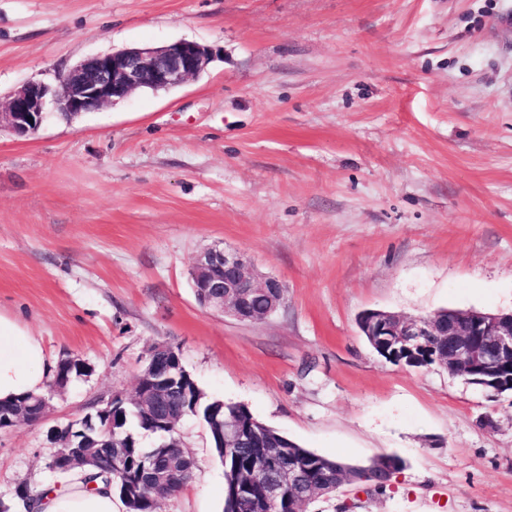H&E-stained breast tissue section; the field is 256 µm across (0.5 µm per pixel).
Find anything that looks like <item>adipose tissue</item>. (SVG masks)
I'll return each mask as SVG.
<instances>
[{
    "label": "adipose tissue",
    "instance_id": "adipose-tissue-1",
    "mask_svg": "<svg viewBox=\"0 0 512 512\" xmlns=\"http://www.w3.org/2000/svg\"><path fill=\"white\" fill-rule=\"evenodd\" d=\"M48 373L39 338L0 315V403L40 392ZM114 499L112 489L101 485L89 489L74 482L64 490L47 493L41 512H116Z\"/></svg>",
    "mask_w": 512,
    "mask_h": 512
}]
</instances>
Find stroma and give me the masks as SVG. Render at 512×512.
Segmentation results:
<instances>
[{"instance_id": "stroma-1", "label": "stroma", "mask_w": 512, "mask_h": 512, "mask_svg": "<svg viewBox=\"0 0 512 512\" xmlns=\"http://www.w3.org/2000/svg\"><path fill=\"white\" fill-rule=\"evenodd\" d=\"M512 0H0V98L94 56L188 40L197 78L21 137L0 128V314L50 363L49 417L0 430V503L61 489L53 426L131 393L167 344L206 398L384 490L305 512H512V396L379 356L359 316L512 312ZM243 254L286 292L243 322L198 303L196 255ZM163 512H223L204 422Z\"/></svg>"}]
</instances>
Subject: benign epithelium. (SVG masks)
Listing matches in <instances>:
<instances>
[{
	"label": "benign epithelium",
	"mask_w": 512,
	"mask_h": 512,
	"mask_svg": "<svg viewBox=\"0 0 512 512\" xmlns=\"http://www.w3.org/2000/svg\"><path fill=\"white\" fill-rule=\"evenodd\" d=\"M210 49L191 41H175L161 47L128 48L93 57L70 69L59 79L56 88L42 82H29L16 90L6 106L0 107V124L6 123L14 133L25 136L41 126L48 105L74 119L85 112L98 110L142 89L169 90L199 76L211 60ZM192 283L199 304L220 310L240 321H255L259 313H250L243 303L251 297L264 299L265 314L281 306L283 283L271 276L260 277L243 255L223 248H207L194 261ZM360 331L369 336L375 350L388 361L403 365L418 361L434 348L438 337L444 349L439 363L490 396L512 392V313L493 314L477 310L438 311L432 315L408 319L393 313L369 310L359 320ZM164 344L154 346L139 374L133 403L146 410L149 423L165 439L163 448L179 447L177 440H167L166 430L173 427L183 412H174L167 404L172 385L180 380L184 367L161 362ZM55 470L102 463L91 449L82 458L57 455ZM289 484L302 504L313 491L288 464ZM280 479L267 482V512H277L282 497Z\"/></svg>",
	"instance_id": "1"
}]
</instances>
